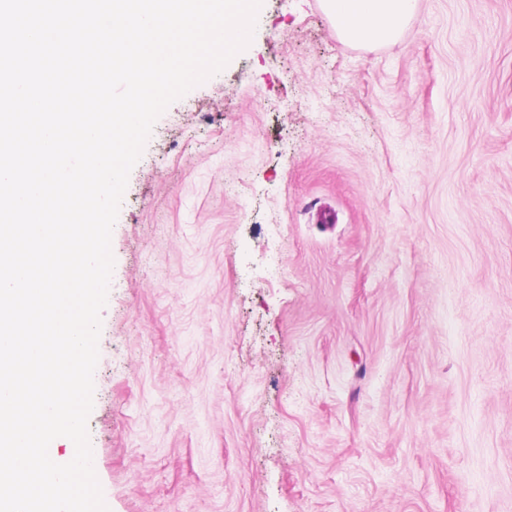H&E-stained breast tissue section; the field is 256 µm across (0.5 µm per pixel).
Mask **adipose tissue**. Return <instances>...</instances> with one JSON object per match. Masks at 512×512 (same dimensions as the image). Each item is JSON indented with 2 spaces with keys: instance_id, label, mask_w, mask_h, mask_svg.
Masks as SVG:
<instances>
[{
  "instance_id": "adipose-tissue-1",
  "label": "adipose tissue",
  "mask_w": 512,
  "mask_h": 512,
  "mask_svg": "<svg viewBox=\"0 0 512 512\" xmlns=\"http://www.w3.org/2000/svg\"><path fill=\"white\" fill-rule=\"evenodd\" d=\"M417 0H321L341 40L371 44L395 40L414 15Z\"/></svg>"
}]
</instances>
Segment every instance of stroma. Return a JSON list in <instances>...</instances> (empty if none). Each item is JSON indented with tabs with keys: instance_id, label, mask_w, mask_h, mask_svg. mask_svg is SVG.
I'll list each match as a JSON object with an SVG mask.
<instances>
[{
	"instance_id": "35a3bbf8",
	"label": "stroma",
	"mask_w": 512,
	"mask_h": 512,
	"mask_svg": "<svg viewBox=\"0 0 512 512\" xmlns=\"http://www.w3.org/2000/svg\"><path fill=\"white\" fill-rule=\"evenodd\" d=\"M88 430L109 512H512V0H320L155 123ZM417 0H321L341 40L351 44L393 41L414 15Z\"/></svg>"
}]
</instances>
